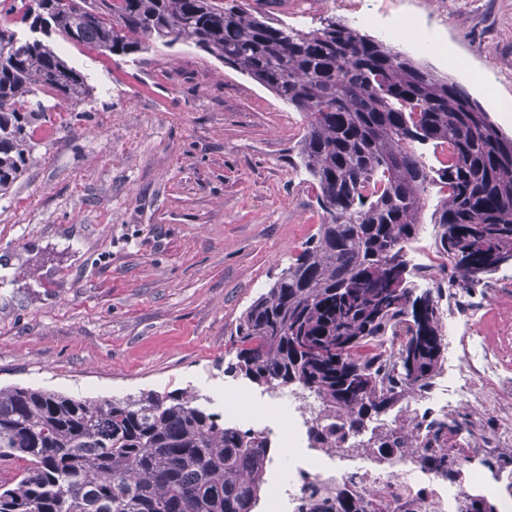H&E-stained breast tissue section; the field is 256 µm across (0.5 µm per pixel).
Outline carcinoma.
Returning a JSON list of instances; mask_svg holds the SVG:
<instances>
[{"label":"carcinoma","instance_id":"cac0c4a2","mask_svg":"<svg viewBox=\"0 0 512 512\" xmlns=\"http://www.w3.org/2000/svg\"><path fill=\"white\" fill-rule=\"evenodd\" d=\"M0 14V192L33 159L50 96H92L55 34L107 56L189 43L249 76L304 114L298 155L317 189L322 222L294 262L240 315L228 369L259 386L315 395L331 423L317 448L359 431L438 375L439 293L418 294L408 268L430 187L437 253L467 289L472 267L512 249V141L458 84L328 16L311 31L275 26L260 0H14ZM42 28L25 38L18 26ZM448 147L427 166L415 145ZM186 390L125 400L0 387V459L25 463L0 485V512H255L270 447L249 429L196 405ZM455 425L405 427L382 448L448 447ZM424 464L448 475V454Z\"/></svg>","mask_w":512,"mask_h":512}]
</instances>
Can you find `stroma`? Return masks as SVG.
Here are the masks:
<instances>
[{"instance_id":"1","label":"stroma","mask_w":512,"mask_h":512,"mask_svg":"<svg viewBox=\"0 0 512 512\" xmlns=\"http://www.w3.org/2000/svg\"><path fill=\"white\" fill-rule=\"evenodd\" d=\"M264 9L305 31L332 15L380 41L395 18L411 19L433 47L419 62L512 138V0ZM63 54L94 92L51 111L33 162L0 196V254L20 260L0 275V387L94 400L186 389L223 411L251 386L225 371L231 328L321 222L298 155L304 117L186 44L141 61ZM471 297L483 308L474 336L512 361V265Z\"/></svg>"}]
</instances>
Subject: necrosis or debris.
<instances>
[{"label":"necrosis or debris","mask_w":512,"mask_h":512,"mask_svg":"<svg viewBox=\"0 0 512 512\" xmlns=\"http://www.w3.org/2000/svg\"><path fill=\"white\" fill-rule=\"evenodd\" d=\"M258 407L268 423L258 429L267 438L288 445L293 469L286 481L273 483L265 512H306L309 501L336 506L338 498H353L360 512H459L470 495L492 494L497 512H512V465L502 463L512 449V373L496 353L464 354L452 384L429 388L405 399L395 413L372 421L347 436L336 448H306L302 441L317 410L300 404L290 391L271 389L261 395L242 393L235 410ZM467 408L459 419L464 451L449 450L457 473L448 480L424 468L420 448H378L373 435L384 428L411 422L418 428L447 417L449 408ZM288 412V430L270 426L280 410ZM496 415L500 427L489 429L486 418Z\"/></svg>","instance_id":"necrosis-or-debris-1"}]
</instances>
